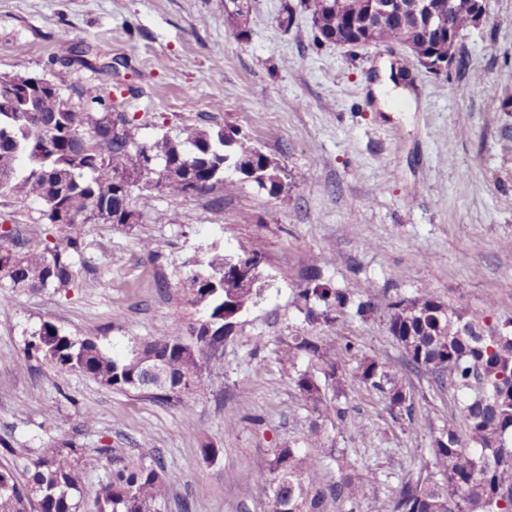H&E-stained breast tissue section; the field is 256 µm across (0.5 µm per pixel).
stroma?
<instances>
[{
  "instance_id": "35a3bbf8",
  "label": "stroma",
  "mask_w": 512,
  "mask_h": 512,
  "mask_svg": "<svg viewBox=\"0 0 512 512\" xmlns=\"http://www.w3.org/2000/svg\"><path fill=\"white\" fill-rule=\"evenodd\" d=\"M299 2L251 0L239 24L225 0H0V75L52 78L67 32L71 42L93 43L101 63L77 69L74 89L94 86L115 100L139 90L129 108L137 139L173 138L187 125L233 127L287 176L279 196L244 181L219 207L208 195L133 187L136 224L84 225L69 288L18 290L0 305V462L22 474L43 452L72 443L82 512H97L104 447L178 473L159 512H271L260 476L274 450L289 445L318 456L328 481L340 448L355 473L374 472L365 502L325 503V512H367L368 501L388 500L400 480L420 474L444 430L463 427L456 393L402 371L388 301L426 288L464 318L512 320V110L502 107L512 99V0H484L483 17L457 38L458 65L440 74L394 44L318 41ZM286 4L293 19L283 27ZM384 60L414 94L415 110L376 108L371 87ZM0 217L28 242L69 234L46 229L38 204L8 195H0ZM144 238L159 254L141 249ZM254 248L263 287L218 355L204 358L192 391L159 399L113 389L30 348L47 322L114 356L163 332L187 335L203 317L189 302L190 271ZM314 275L351 289L374 313L339 326L306 319L298 293ZM295 336L350 344V424L314 422L278 361ZM368 358L397 374L412 417L360 381Z\"/></svg>"
}]
</instances>
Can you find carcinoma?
<instances>
[{"label": "carcinoma", "instance_id": "obj_1", "mask_svg": "<svg viewBox=\"0 0 512 512\" xmlns=\"http://www.w3.org/2000/svg\"><path fill=\"white\" fill-rule=\"evenodd\" d=\"M310 12L313 26L329 42L343 37L354 43L385 41L408 43L415 59L448 56L444 38L426 37L413 24L418 0H401L404 22L386 21L361 40L346 27L345 17L363 16L365 0H301ZM473 22L468 0H459L454 17L456 31ZM94 46L89 42L67 45L59 57L52 89L35 97H20L13 104L0 101V195L12 194L23 202L40 203V221L73 230L95 219L122 223L124 215H135L130 205L131 187L140 180L141 169L151 154L176 170H161L155 187L170 196L191 192L206 194L216 186L230 190L237 185L229 169L249 163L268 177V195L280 194L276 181L280 167L241 135L224 146V130L206 131L187 126L172 140L162 137L139 142L132 132L128 113L116 111L112 101L102 99L92 86L78 93L75 102L65 90L72 86L75 65L86 67ZM19 233L14 225L0 232V278L12 289L66 288L76 277L73 254L81 249L80 234L64 244L44 238L36 245L17 249ZM189 277L191 302L204 313L222 299L232 301L225 315L241 313L253 302L251 290L224 279L216 294ZM303 311L315 319L312 304L335 309L340 321L353 304L351 291L328 288L310 279L300 291ZM387 326L400 348L406 369L425 372L442 388L455 392L474 391L465 398L459 413L463 434L450 429L434 441L432 460L415 479L402 480L386 502L373 501L370 512H512V329L490 327L483 331L478 320L463 321L425 290L413 299L397 298L387 304ZM185 337L161 335L144 344L143 353L128 350L122 357L109 356L90 340L76 341L60 335L46 323L31 346L55 366L89 375L101 384L120 389L134 388L145 380L142 355L162 352L166 358L169 388L192 390L202 376V351L184 347ZM304 352L316 360L324 376L299 371L296 362ZM288 365L302 399L318 417L330 422L347 420V396L340 372L348 362V346L315 343L296 336L280 354ZM361 382L383 394L393 410L412 416L411 397L395 382L384 365L368 360L358 367ZM334 393L325 401L323 388ZM100 453L112 461L108 482L101 487L97 512H155V506L178 480L157 460L127 457L114 448ZM338 477L324 482L320 458L300 456L290 445L278 448L269 464L272 512H323L326 498L356 503L365 487L376 479L373 472L354 478L347 452H336ZM83 484L73 452H49L20 481L7 465L0 464V512H33L41 502L43 512H80Z\"/></svg>", "mask_w": 512, "mask_h": 512}]
</instances>
